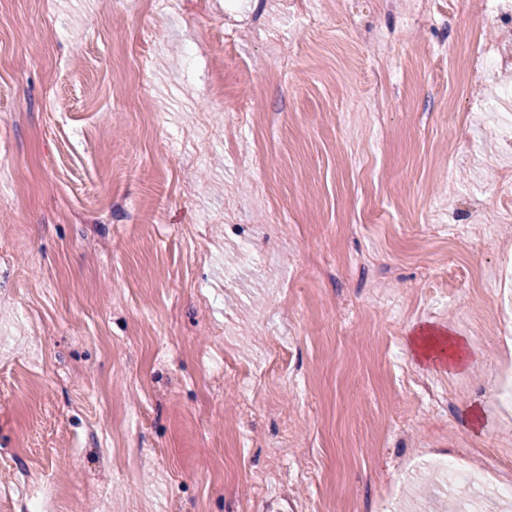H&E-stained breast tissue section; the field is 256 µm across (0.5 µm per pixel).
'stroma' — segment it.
Returning <instances> with one entry per match:
<instances>
[{
  "mask_svg": "<svg viewBox=\"0 0 512 512\" xmlns=\"http://www.w3.org/2000/svg\"><path fill=\"white\" fill-rule=\"evenodd\" d=\"M288 2L0 0V476L47 512H436L462 446L469 507L512 512V69L458 60L512 32ZM410 348L420 363L432 364L448 370H457L467 361V347L446 329L430 326L415 328L409 336ZM441 466L448 479L458 486H476L483 483L478 473L464 469L452 460L441 461Z\"/></svg>",
  "mask_w": 512,
  "mask_h": 512,
  "instance_id": "stroma-1",
  "label": "stroma"
}]
</instances>
